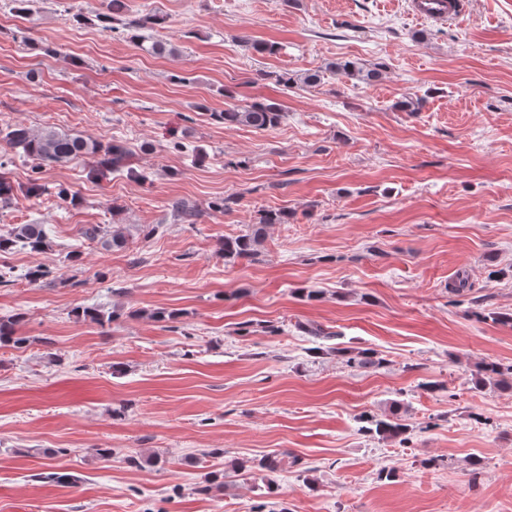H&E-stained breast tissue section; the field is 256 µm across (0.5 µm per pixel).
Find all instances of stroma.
I'll return each instance as SVG.
<instances>
[{"label":"stroma","mask_w":512,"mask_h":512,"mask_svg":"<svg viewBox=\"0 0 512 512\" xmlns=\"http://www.w3.org/2000/svg\"><path fill=\"white\" fill-rule=\"evenodd\" d=\"M70 2L82 14L0 10V130L117 144L130 168H44L0 140V235L49 232L43 251L0 252V317L28 339L0 347V512H512V389L475 376L512 364V323L495 320L512 314V0L443 23L411 0ZM146 14L161 24L144 40L174 54L103 31ZM339 58L382 77L328 72ZM252 101L285 120L212 118ZM35 179L46 190L27 195ZM274 209L288 221L258 255L225 262L223 239ZM91 224L126 247L88 240ZM313 326L383 365L312 353ZM394 411L407 443L358 432L360 414ZM207 448L224 455L202 462ZM213 472L225 485L197 494Z\"/></svg>","instance_id":"35a3bbf8"}]
</instances>
